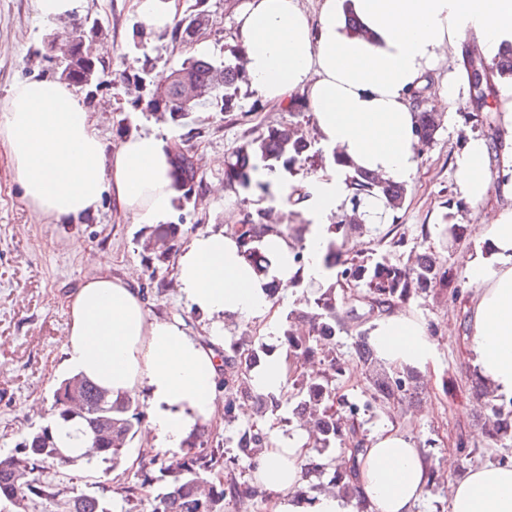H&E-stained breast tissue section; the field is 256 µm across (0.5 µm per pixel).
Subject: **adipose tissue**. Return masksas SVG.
<instances>
[{"label": "adipose tissue", "instance_id": "ef3b65f1", "mask_svg": "<svg viewBox=\"0 0 512 512\" xmlns=\"http://www.w3.org/2000/svg\"><path fill=\"white\" fill-rule=\"evenodd\" d=\"M236 34L258 95L284 106L303 96L324 146L366 171L408 182L417 173L412 91L429 84L441 53L468 35L489 57L512 42V0H322L315 16L298 0H243ZM168 146L142 132L107 151L92 112L57 80L20 82L0 99V149L13 178L28 208L56 223L97 211L106 196L138 223L163 220L173 204ZM486 157L485 141L475 138L455 159L457 185L474 203L494 193L512 196V182L493 181ZM345 200L343 170L310 178L300 207L311 223L304 267L296 268L286 240L266 244L281 282L298 273L322 276L327 219ZM111 262L96 254L95 274L68 296L62 365L115 396L145 391L155 450L182 447L189 433L218 416L219 361L183 322L151 316L138 289L111 276ZM466 269L481 285L472 309L473 364L499 394L512 397V207L483 225ZM177 279L195 311L275 324L278 306L229 235L195 236L179 258ZM369 340L396 367L423 370L434 358L427 327L412 314L383 315ZM270 442L254 468L280 497L273 512H349L334 497L309 507L293 497L312 452L305 436ZM359 461L356 491L368 512H414L429 466L408 438L383 431ZM449 512H512V464L470 469L452 488Z\"/></svg>", "mask_w": 512, "mask_h": 512}]
</instances>
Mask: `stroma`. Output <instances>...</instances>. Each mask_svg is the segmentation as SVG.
Listing matches in <instances>:
<instances>
[{"label":"stroma","instance_id":"stroma-1","mask_svg":"<svg viewBox=\"0 0 512 512\" xmlns=\"http://www.w3.org/2000/svg\"><path fill=\"white\" fill-rule=\"evenodd\" d=\"M241 0H206L210 22L201 38L207 56L215 62L242 66V46L235 33V13ZM77 16L95 21L86 34L87 47H105L97 57L104 73L89 109L106 146L115 147L133 132L163 134L177 130L191 146L202 187L194 203L174 208L169 223H185L184 241L199 233L230 230L247 211L264 210L267 223L300 227L299 212H284L272 206L257 188L242 189L226 184L224 170L214 167L217 158H229L246 140L267 127L285 126L311 143L319 136L309 109L294 111L274 106L251 90L248 80L238 83L236 108L225 113L212 108L191 112L180 126L168 116L138 107L137 99L148 96L145 87L128 82L137 64L148 61L153 70H169L173 64L197 55L196 46L171 38L170 31H156L142 21L131 0H80ZM68 17L42 18L34 0H0V97L9 87L28 78L48 77L41 54L46 33L68 24ZM512 99V81L501 80L489 109L480 114L459 112L441 120L435 140L419 147L418 171L409 183L410 196L394 215L393 223L406 239L396 247L378 234L349 240L352 255L378 253L391 261L413 264L419 253L433 254L437 261L453 264L457 271V298L433 288L406 305V312L432 326L435 361L416 377L417 396L383 409L365 407L369 382L357 352L358 326L348 305H339L337 322L342 329L336 341V356L349 369L339 378L340 393L360 403L356 420L368 435L391 428L409 438L431 461L433 478L416 512H448L453 484L472 467L512 462V447L500 448L481 433L475 421L471 398L474 371L470 348L469 314L479 287L467 273L465 257L473 252L482 221L490 220L499 202L489 199L475 204L460 193L454 176V157L469 137L482 138L488 146V167L499 176L498 146L508 135L503 122V103ZM466 227L464 239L446 248L434 236L443 222ZM153 225L139 224L131 216L115 212L110 200H102L97 212L67 224L38 219L31 214L22 190L13 181L7 157L0 150V452L17 448L31 432L46 426L52 416L53 392L64 379L62 346L66 336L67 296L84 278L93 274L92 257L103 251L112 256L111 273L133 278L152 316L185 321L191 337L219 349H248L262 340L273 354L283 352L279 336L266 333L263 323L233 315L223 318L224 337L213 340L208 318L190 309L176 280L179 253L171 251L156 274L146 268L143 244ZM153 436L140 426L125 450L120 465L108 460L77 462L43 471L40 480L54 489L99 493L112 499L113 512H151L150 501L158 486L143 490L134 501H125L121 487L138 484L146 450Z\"/></svg>","mask_w":512,"mask_h":512}]
</instances>
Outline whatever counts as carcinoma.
<instances>
[{
	"label": "carcinoma",
	"instance_id": "carcinoma-1",
	"mask_svg": "<svg viewBox=\"0 0 512 512\" xmlns=\"http://www.w3.org/2000/svg\"><path fill=\"white\" fill-rule=\"evenodd\" d=\"M208 17L200 10L188 21H178L171 37L180 43L196 41L201 25ZM81 24H73L65 38L51 33L44 40V55L52 74L63 81L87 90L88 99L94 98V89L100 84V69L85 53L82 46ZM466 78L473 92L476 108H485L482 100L487 93L496 98L498 80L512 77V43L501 49L492 63L474 66L463 61ZM216 67L206 58H186L171 71L168 84L148 94L146 108L168 114L175 125L182 124L189 112L199 107H209L221 112H231L235 106L239 70L232 64L224 65L223 81L218 83ZM436 112L418 113L419 143L432 142L439 129ZM310 145L281 127H271L258 137L242 144L225 162L224 179L243 189L253 186L265 194H271V183L262 176L274 172L291 173L309 158ZM329 166L347 169L346 181L352 210L369 208L376 204L379 212L375 217L401 209L408 197L407 184L382 179L377 175L351 166L332 150H320ZM170 176L178 201L187 205L197 196L201 186L190 148L183 143L170 145ZM363 223L345 214L334 217L328 225V237L322 258L324 278L319 282L304 283L295 276L288 281L290 288L306 287L310 290L309 312L304 314L313 324L310 335L299 334L292 325L296 314L286 315L279 325L287 358V383L292 391L284 397L274 392H257L250 386L251 373L270 356L267 345L257 341L247 354L241 355L235 348L224 352V391L227 392L225 407L232 411L238 404L254 403L260 416H280L285 412L293 415L307 413L314 418L317 437L314 455L304 464V474L330 475V483L346 490L344 499L356 498L353 480L356 476V460L365 443V435L356 431L354 423L343 428L338 405L346 402L337 396L336 377L345 373V364L336 360L330 342L336 337L338 289L357 286L366 289L370 309L388 311L400 303L407 304L415 296L435 287L448 290L457 296V274L453 267L440 263L427 253L420 254L414 266L394 263L386 256L344 257V247L351 235ZM438 239L443 246L455 244L465 234L462 224H437ZM185 233L182 224H161L154 230L156 240L162 242V250L155 252L154 260L165 261L168 252ZM230 235L243 249V255L254 270L265 280L264 288L270 298L277 299L283 285L270 275L272 258L265 248L270 236L288 238L289 233L263 221L258 209L245 215ZM361 343L358 357L371 376L369 399L376 404H388L415 394L413 374L408 369L396 370L382 361L375 349L367 342L368 330L360 332ZM320 352L330 358L329 367L334 374L326 377L302 373L303 362ZM471 390L483 404L476 420L484 426L493 440L506 448L504 440L512 442V398L507 400L494 395V389L486 385L479 375H473ZM53 408L63 420H76L89 451L83 454L87 460L101 458L120 463L128 442L134 437L145 414L139 400L131 395L112 397L106 390L85 378L70 377L63 380L53 393ZM348 437L350 455L344 459L330 456L332 448ZM268 445V436L260 428L249 427L238 433L236 451L213 447L205 439L204 431L189 434L185 451L179 457L164 455L154 458L141 469V483L125 488L126 496L134 495L133 489L141 490L153 482V472L170 477L152 501V512H225L226 500L241 495L261 493L253 480L238 482L224 479V472L234 470L242 457L250 460ZM71 463L58 448L51 427L46 426L31 433L13 452L0 454V502L9 503L15 512H25L31 497H42L55 505L60 512H112V500L95 494L74 492L62 495L42 483L37 473L49 465Z\"/></svg>",
	"mask_w": 512,
	"mask_h": 512
}]
</instances>
